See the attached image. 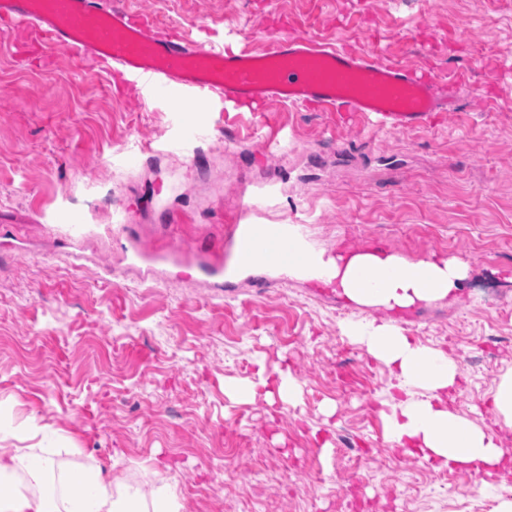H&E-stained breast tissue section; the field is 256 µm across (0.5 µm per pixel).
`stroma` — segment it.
<instances>
[{
  "mask_svg": "<svg viewBox=\"0 0 512 512\" xmlns=\"http://www.w3.org/2000/svg\"><path fill=\"white\" fill-rule=\"evenodd\" d=\"M160 29L236 51L309 36L456 82V111L378 132L362 116L213 103L206 138L170 151L180 96L142 99L84 77L67 50L19 62L0 30V426L182 512H493L512 476L436 470L394 449L376 414L388 371L343 327L375 318L284 275L210 288L176 262L142 278L145 250L217 249L225 225L302 224L328 253L376 246L471 267L456 299L399 325L458 361L451 405L497 432L489 396L512 370V0H123ZM80 217L85 259L54 216ZM290 373L291 404L230 398L259 365Z\"/></svg>",
  "mask_w": 512,
  "mask_h": 512,
  "instance_id": "1",
  "label": "stroma"
}]
</instances>
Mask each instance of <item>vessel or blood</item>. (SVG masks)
Masks as SVG:
<instances>
[{"label": "vessel or blood", "mask_w": 512, "mask_h": 512, "mask_svg": "<svg viewBox=\"0 0 512 512\" xmlns=\"http://www.w3.org/2000/svg\"><path fill=\"white\" fill-rule=\"evenodd\" d=\"M0 22L34 38L45 59L63 47L90 74L119 67L146 94L187 96L190 112L200 111L207 97L260 111L273 103L312 105L339 119L361 113L376 130L394 132L428 126L435 113L454 108L453 99L439 95L435 81L413 66L302 36L253 52L206 47L160 34L121 0H0ZM225 239L233 246V266L206 269L218 281L231 269L274 273L320 264L305 249L299 224H229Z\"/></svg>", "instance_id": "vessel-or-blood-1"}]
</instances>
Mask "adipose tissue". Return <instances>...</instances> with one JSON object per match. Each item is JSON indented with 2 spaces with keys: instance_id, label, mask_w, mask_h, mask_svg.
I'll return each mask as SVG.
<instances>
[{
  "instance_id": "1",
  "label": "adipose tissue",
  "mask_w": 512,
  "mask_h": 512,
  "mask_svg": "<svg viewBox=\"0 0 512 512\" xmlns=\"http://www.w3.org/2000/svg\"><path fill=\"white\" fill-rule=\"evenodd\" d=\"M470 271L469 263L456 257L410 262L368 248L329 257L323 270L297 265L288 274L335 283L337 293L355 306L396 311L456 297ZM346 335L389 372L388 396L380 402L379 415L392 446L438 469L501 473L505 449L500 438L448 403L459 386L454 358L391 321L353 323ZM7 438L0 429V512H181L173 485L163 484L147 495L123 479L105 478L97 467L78 481L66 478L54 491L44 492L53 458L35 455L27 446L9 447Z\"/></svg>"
}]
</instances>
